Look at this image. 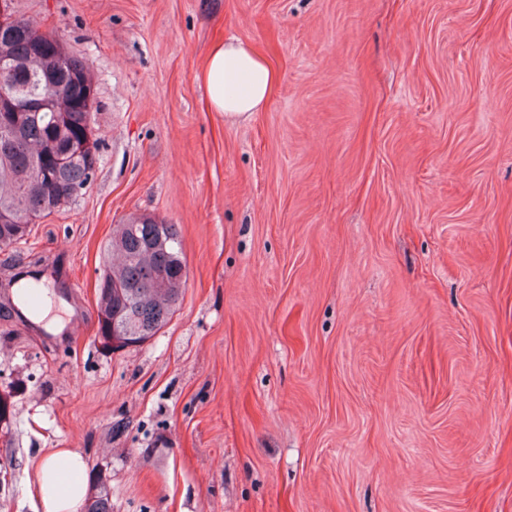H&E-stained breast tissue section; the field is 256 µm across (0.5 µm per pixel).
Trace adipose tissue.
Returning <instances> with one entry per match:
<instances>
[{
    "label": "adipose tissue",
    "instance_id": "obj_1",
    "mask_svg": "<svg viewBox=\"0 0 512 512\" xmlns=\"http://www.w3.org/2000/svg\"><path fill=\"white\" fill-rule=\"evenodd\" d=\"M213 111L241 118L265 108L279 73L249 44L227 38L215 42L197 75ZM41 512H78L87 492L82 457L52 448L32 462Z\"/></svg>",
    "mask_w": 512,
    "mask_h": 512
}]
</instances>
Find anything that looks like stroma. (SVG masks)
Masks as SVG:
<instances>
[{
	"label": "stroma",
	"mask_w": 512,
	"mask_h": 512,
	"mask_svg": "<svg viewBox=\"0 0 512 512\" xmlns=\"http://www.w3.org/2000/svg\"><path fill=\"white\" fill-rule=\"evenodd\" d=\"M94 73L95 178L0 249L75 288L73 336L0 316V512L80 453L112 512H512V0H12ZM234 36L280 70L229 119ZM177 225L187 282L105 352L114 225ZM197 80L213 111L241 118L265 108L280 76L253 47L232 37L210 47Z\"/></svg>",
	"instance_id": "1"
}]
</instances>
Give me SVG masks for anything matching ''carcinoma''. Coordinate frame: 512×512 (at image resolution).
Masks as SVG:
<instances>
[{
  "label": "carcinoma",
  "instance_id": "cac0c4a2",
  "mask_svg": "<svg viewBox=\"0 0 512 512\" xmlns=\"http://www.w3.org/2000/svg\"><path fill=\"white\" fill-rule=\"evenodd\" d=\"M0 56L10 82L22 100L39 98L49 85L62 96L42 112L11 113L18 134L0 141V211L11 224L0 223V248L24 237L31 222L70 207L93 181L100 138L87 106L94 75L84 60L68 53L59 41L44 39L32 22L13 18L0 27ZM70 151V161L45 172L49 149ZM98 278V338L106 352L140 345L153 338L174 315L186 283V264L179 233L150 215L116 225L103 249ZM87 512H112L111 488L103 479Z\"/></svg>",
  "mask_w": 512,
  "mask_h": 512
}]
</instances>
